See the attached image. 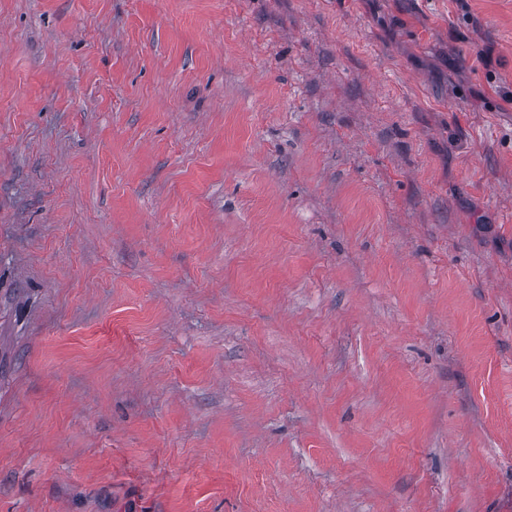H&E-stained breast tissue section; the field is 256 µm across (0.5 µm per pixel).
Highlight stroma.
Instances as JSON below:
<instances>
[{"mask_svg":"<svg viewBox=\"0 0 512 512\" xmlns=\"http://www.w3.org/2000/svg\"><path fill=\"white\" fill-rule=\"evenodd\" d=\"M0 512H512V0H0Z\"/></svg>","mask_w":512,"mask_h":512,"instance_id":"stroma-1","label":"stroma"}]
</instances>
